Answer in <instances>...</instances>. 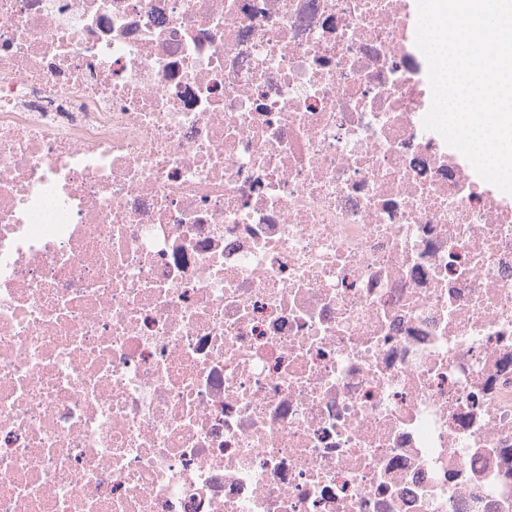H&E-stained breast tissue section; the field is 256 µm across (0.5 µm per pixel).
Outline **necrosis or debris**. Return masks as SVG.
I'll return each mask as SVG.
<instances>
[{
	"label": "necrosis or debris",
	"instance_id": "obj_1",
	"mask_svg": "<svg viewBox=\"0 0 512 512\" xmlns=\"http://www.w3.org/2000/svg\"><path fill=\"white\" fill-rule=\"evenodd\" d=\"M416 0H0V512H512V202Z\"/></svg>",
	"mask_w": 512,
	"mask_h": 512
}]
</instances>
